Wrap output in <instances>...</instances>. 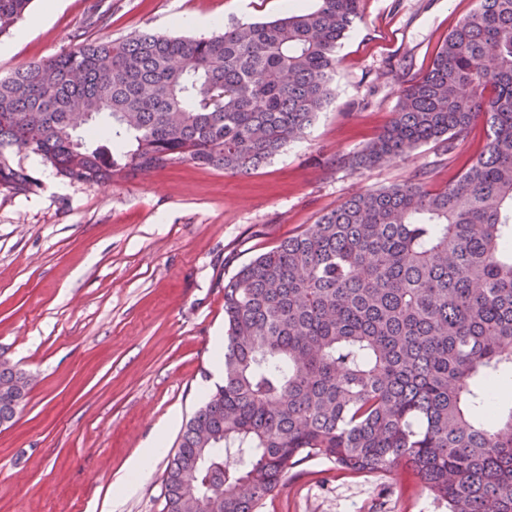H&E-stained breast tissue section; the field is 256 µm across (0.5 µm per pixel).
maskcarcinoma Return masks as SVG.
<instances>
[{
	"label": "carcinoma",
	"instance_id": "1",
	"mask_svg": "<svg viewBox=\"0 0 512 512\" xmlns=\"http://www.w3.org/2000/svg\"><path fill=\"white\" fill-rule=\"evenodd\" d=\"M209 37L138 32L85 43L0 77V184L38 178L27 151L71 182L181 163L231 174L300 139L330 102L360 0ZM31 0H0V34ZM487 142L448 185L352 196L224 283V377L185 423L162 512H205L188 481L255 512L301 460L357 474L400 463L448 512H512V407L485 381L512 372V0H478L385 130L338 165L370 168L431 142L448 151L477 118ZM0 364V425L25 399Z\"/></svg>",
	"mask_w": 512,
	"mask_h": 512
}]
</instances>
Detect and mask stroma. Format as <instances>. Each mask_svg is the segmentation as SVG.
Returning <instances> with one entry per match:
<instances>
[{"label": "stroma", "mask_w": 512, "mask_h": 512, "mask_svg": "<svg viewBox=\"0 0 512 512\" xmlns=\"http://www.w3.org/2000/svg\"><path fill=\"white\" fill-rule=\"evenodd\" d=\"M316 0H32L0 35V76L82 43L141 31L200 36L188 16L263 22ZM477 0H362L342 40L335 97L304 137L246 175L184 163L100 185L72 183L40 158L15 160L38 188L0 186V357L29 378L0 425V512H161L168 455L126 464L156 438L174 446L212 383L224 283L347 198L426 172L441 187L486 143L476 122L454 152L424 144L368 169L329 167L384 129ZM128 487L117 492L115 483ZM257 512H448L407 466L361 474L310 457Z\"/></svg>", "instance_id": "obj_1"}]
</instances>
